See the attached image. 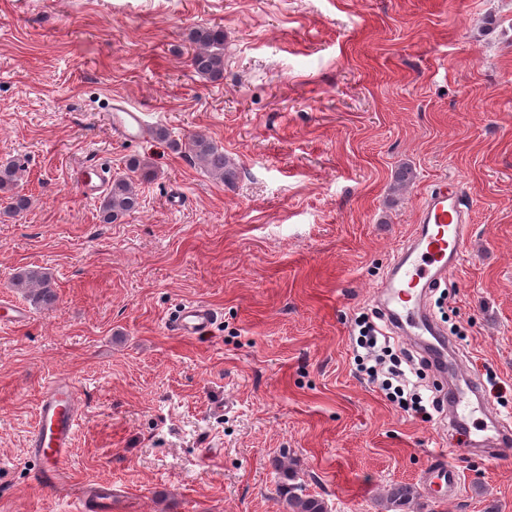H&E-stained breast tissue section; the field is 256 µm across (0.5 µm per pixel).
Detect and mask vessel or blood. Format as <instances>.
Instances as JSON below:
<instances>
[{"label":"vessel or blood","instance_id":"1","mask_svg":"<svg viewBox=\"0 0 512 512\" xmlns=\"http://www.w3.org/2000/svg\"><path fill=\"white\" fill-rule=\"evenodd\" d=\"M109 121L113 133L126 139L138 138L148 128L143 112L134 107H116ZM105 180L104 172L98 168L85 171L80 178L83 195L97 198ZM468 212L457 183L442 181L428 189L417 209L409 240L396 249L390 272L380 284L378 296L385 303L391 323L425 349L430 346V337L439 335L440 330L425 309L422 296L428 289L439 287L458 268L468 241ZM216 318L217 312L209 304L189 302L177 308L167 321L166 330L173 336L196 338ZM481 408L488 415L489 432L477 440L463 439L457 448L459 457H468L480 446L496 453L512 446V423L494 414L489 400H482ZM80 414V396L69 379H56L43 392L36 425L27 442L29 455L39 463L35 476L38 485H66L65 465ZM430 467L428 493L457 489L460 472L442 453L431 455ZM73 492L78 512H112L115 492L111 482L83 484L74 487Z\"/></svg>","mask_w":512,"mask_h":512}]
</instances>
